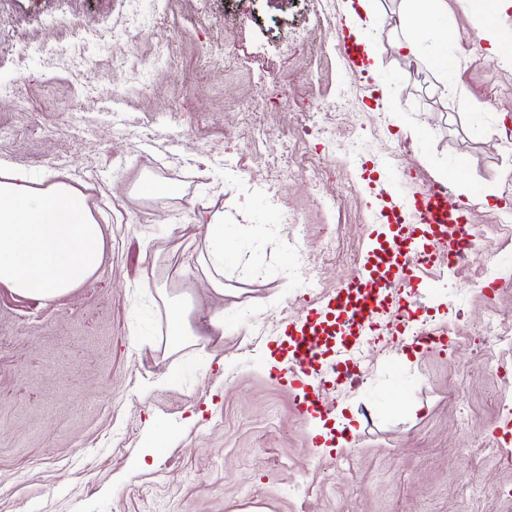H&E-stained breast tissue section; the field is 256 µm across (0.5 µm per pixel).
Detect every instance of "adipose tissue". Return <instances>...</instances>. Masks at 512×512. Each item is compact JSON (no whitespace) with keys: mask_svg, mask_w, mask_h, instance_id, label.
I'll use <instances>...</instances> for the list:
<instances>
[{"mask_svg":"<svg viewBox=\"0 0 512 512\" xmlns=\"http://www.w3.org/2000/svg\"><path fill=\"white\" fill-rule=\"evenodd\" d=\"M472 9L480 14L483 25L477 36L488 42L491 53L497 54L512 46V30L501 26V17L512 0H470ZM403 30L396 46L403 53L417 56L421 42L430 32L450 36L455 30L448 14L446 0H402ZM168 321L169 347L182 348L197 342L199 334L192 323L193 305L189 294H160Z\"/></svg>","mask_w":512,"mask_h":512,"instance_id":"1","label":"adipose tissue"}]
</instances>
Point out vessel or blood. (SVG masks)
<instances>
[{"label":"vessel or blood","instance_id":"vessel-or-blood-1","mask_svg":"<svg viewBox=\"0 0 512 512\" xmlns=\"http://www.w3.org/2000/svg\"><path fill=\"white\" fill-rule=\"evenodd\" d=\"M382 213L395 228L391 239L369 248L357 277L342 282L334 295L301 320L290 322L292 385L306 388L337 326L354 336L367 334L383 316L402 313V297L411 294L426 270L438 267L442 254L457 255L477 246L466 207L451 201L448 191L437 184L427 185L409 203L391 198Z\"/></svg>","mask_w":512,"mask_h":512}]
</instances>
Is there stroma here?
I'll list each match as a JSON object with an SVG mask.
<instances>
[{
  "label": "stroma",
  "instance_id": "1",
  "mask_svg": "<svg viewBox=\"0 0 512 512\" xmlns=\"http://www.w3.org/2000/svg\"><path fill=\"white\" fill-rule=\"evenodd\" d=\"M346 3L316 27L321 0H0V165L65 182L106 227L72 292L0 284V512H512V463L488 451L512 450V348L475 343L488 313L512 326V55L447 0L453 37L405 58L400 0H377L372 72L339 48ZM440 53L459 94L423 63ZM445 178L476 251L425 273L404 333L364 337L358 381L322 387L331 418L301 412L288 323L359 274L390 196ZM202 215L224 224L220 296ZM159 288L191 293L203 329L230 310L223 338L170 349ZM434 326L445 350L412 345ZM156 423L176 441L153 447Z\"/></svg>",
  "mask_w": 512,
  "mask_h": 512
}]
</instances>
